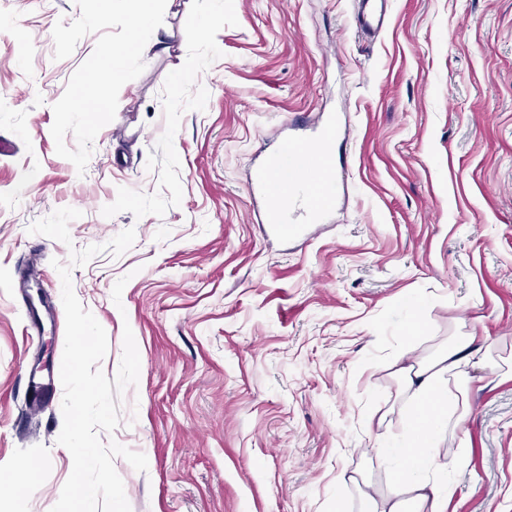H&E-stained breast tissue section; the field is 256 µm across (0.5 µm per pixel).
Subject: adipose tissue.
I'll list each match as a JSON object with an SVG mask.
<instances>
[{
    "instance_id": "obj_1",
    "label": "adipose tissue",
    "mask_w": 512,
    "mask_h": 512,
    "mask_svg": "<svg viewBox=\"0 0 512 512\" xmlns=\"http://www.w3.org/2000/svg\"><path fill=\"white\" fill-rule=\"evenodd\" d=\"M492 343L477 331H459L428 354L406 347L388 365L397 385L401 415L411 422L403 439L391 441V420L371 415L366 423L378 456L392 466L386 490L365 485L366 512H448L455 486L447 479L449 461L467 464V443L445 448L448 432L462 430L478 369L491 366Z\"/></svg>"
}]
</instances>
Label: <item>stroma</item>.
Listing matches in <instances>:
<instances>
[{
    "label": "stroma",
    "mask_w": 512,
    "mask_h": 512,
    "mask_svg": "<svg viewBox=\"0 0 512 512\" xmlns=\"http://www.w3.org/2000/svg\"><path fill=\"white\" fill-rule=\"evenodd\" d=\"M385 10L370 35L359 0H178L80 173L52 106L97 37L55 59L74 0H0V466L39 464L0 512H50L72 470L52 262L130 227L127 252L72 282L107 377L124 328L138 347L100 435L147 457L143 473L114 461L131 512H361L343 476L388 479L365 427L392 401L385 364L473 325L512 358V0ZM340 107L335 211L269 239L251 177L289 124ZM62 207L81 212L70 243L28 233ZM467 436L453 512H512V381L486 374Z\"/></svg>",
    "instance_id": "1"
}]
</instances>
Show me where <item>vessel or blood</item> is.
Wrapping results in <instances>:
<instances>
[{
	"label": "vessel or blood",
	"mask_w": 512,
	"mask_h": 512,
	"mask_svg": "<svg viewBox=\"0 0 512 512\" xmlns=\"http://www.w3.org/2000/svg\"><path fill=\"white\" fill-rule=\"evenodd\" d=\"M338 117L307 134L281 139L251 179L250 189L264 204L263 222L276 236L301 234L304 225L323 223L334 210L339 180L333 166Z\"/></svg>",
	"instance_id": "vessel-or-blood-1"
}]
</instances>
